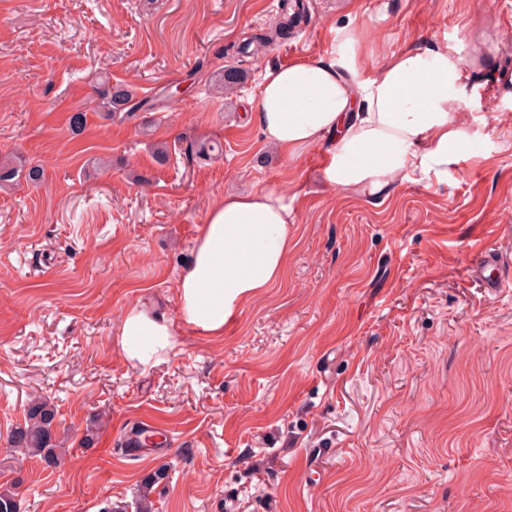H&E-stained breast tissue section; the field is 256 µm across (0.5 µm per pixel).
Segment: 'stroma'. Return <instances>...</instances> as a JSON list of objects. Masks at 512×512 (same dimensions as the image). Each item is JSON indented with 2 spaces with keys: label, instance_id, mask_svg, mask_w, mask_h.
Segmentation results:
<instances>
[{
  "label": "stroma",
  "instance_id": "obj_1",
  "mask_svg": "<svg viewBox=\"0 0 512 512\" xmlns=\"http://www.w3.org/2000/svg\"><path fill=\"white\" fill-rule=\"evenodd\" d=\"M303 2L256 59L237 49L279 18L273 0H0V160L23 170L0 191V486L20 512L132 502L163 464L155 512L229 496L235 512H512V292L468 273L483 247L512 267V0ZM349 25L376 60L459 48L480 97L447 178L370 200L322 185L320 148L286 160L264 142L265 68L335 59ZM229 66L246 79L225 96ZM101 72L151 108L105 112ZM201 141L219 152L189 155ZM273 184L298 205L280 283L224 335L184 327L176 355L132 365L124 311L177 319L211 207ZM34 395L68 449L51 468L7 445ZM145 415L157 449L127 458Z\"/></svg>",
  "mask_w": 512,
  "mask_h": 512
}]
</instances>
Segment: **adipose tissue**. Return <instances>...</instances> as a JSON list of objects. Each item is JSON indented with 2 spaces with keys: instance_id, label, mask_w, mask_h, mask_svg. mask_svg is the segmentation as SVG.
Wrapping results in <instances>:
<instances>
[{
  "instance_id": "ef3b65f1",
  "label": "adipose tissue",
  "mask_w": 512,
  "mask_h": 512,
  "mask_svg": "<svg viewBox=\"0 0 512 512\" xmlns=\"http://www.w3.org/2000/svg\"><path fill=\"white\" fill-rule=\"evenodd\" d=\"M361 27L347 30L336 61L300 58L266 68L253 118L285 159L322 147L326 187L386 199L411 174L443 175L470 140L465 90L471 74L455 47L431 44L371 64ZM294 201L278 186L224 196L208 212L177 280L178 320L127 309L120 346L147 367L177 347L178 326L220 336L243 307L282 279Z\"/></svg>"
}]
</instances>
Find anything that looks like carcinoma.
<instances>
[{"label":"carcinoma","instance_id":"cac0c4a2","mask_svg":"<svg viewBox=\"0 0 512 512\" xmlns=\"http://www.w3.org/2000/svg\"><path fill=\"white\" fill-rule=\"evenodd\" d=\"M102 107L110 112L133 110L139 106L132 90L123 83H111L104 79L97 86ZM56 410L48 401L37 397L28 404L25 422L15 427L8 437V444L24 454L54 466L64 452L62 442L55 434ZM168 478V468L160 466L142 481L134 502V512H153L152 496ZM19 491L15 486L0 488V512H19Z\"/></svg>","mask_w":512,"mask_h":512}]
</instances>
